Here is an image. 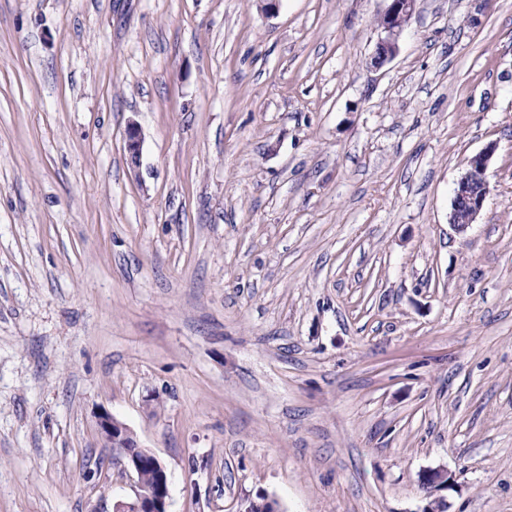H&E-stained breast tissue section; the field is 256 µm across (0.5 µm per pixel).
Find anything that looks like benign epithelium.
Segmentation results:
<instances>
[{
    "instance_id": "1",
    "label": "benign epithelium",
    "mask_w": 512,
    "mask_h": 512,
    "mask_svg": "<svg viewBox=\"0 0 512 512\" xmlns=\"http://www.w3.org/2000/svg\"><path fill=\"white\" fill-rule=\"evenodd\" d=\"M416 0H389L387 9L380 15L378 27L383 37L377 43L370 65L376 69L391 60L398 50V39L405 23L412 16ZM141 138L135 124H130L126 133V148L131 163H139ZM493 154L489 147L470 157L468 170L459 179L449 214V224L459 233L466 231L484 207L489 193L485 172ZM98 427L102 439L117 454L112 459L113 467L121 475L130 474L134 478L132 496L114 504L113 512H169L170 498L167 471L158 457L149 449L139 445L132 430L112 415L98 416ZM157 470V480L147 484L141 472L146 466ZM455 479L452 474L441 469H429L419 474V483L435 492L449 490Z\"/></svg>"
}]
</instances>
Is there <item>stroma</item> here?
Masks as SVG:
<instances>
[{"label":"stroma","mask_w":512,"mask_h":512,"mask_svg":"<svg viewBox=\"0 0 512 512\" xmlns=\"http://www.w3.org/2000/svg\"><path fill=\"white\" fill-rule=\"evenodd\" d=\"M387 6L0 0V512H113L103 412L169 512H512V0ZM388 1L390 4L380 15L378 22V27L384 36L378 41L370 62V65L376 69L381 68L395 56L402 29L412 16L416 6V0ZM492 154L493 148L489 147L470 157L467 161V172L456 184L448 223L458 233L465 232L484 207L489 193L485 172ZM476 185L479 187H475ZM455 479L452 474L441 469L424 470L419 474V483L431 491L452 489Z\"/></svg>","instance_id":"35a3bbf8"}]
</instances>
